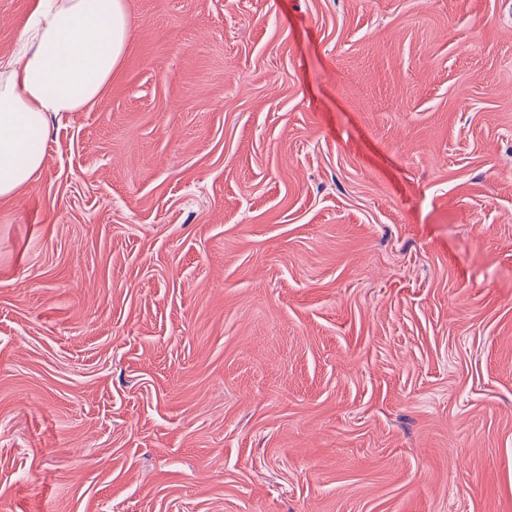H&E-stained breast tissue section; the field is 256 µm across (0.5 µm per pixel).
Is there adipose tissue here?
<instances>
[{
  "mask_svg": "<svg viewBox=\"0 0 512 512\" xmlns=\"http://www.w3.org/2000/svg\"><path fill=\"white\" fill-rule=\"evenodd\" d=\"M133 36L125 0H37L19 51L0 59V199L32 183L53 121L104 93Z\"/></svg>",
  "mask_w": 512,
  "mask_h": 512,
  "instance_id": "ef3b65f1",
  "label": "adipose tissue"
}]
</instances>
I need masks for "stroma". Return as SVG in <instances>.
Returning <instances> with one entry per match:
<instances>
[{
  "label": "stroma",
  "instance_id": "1",
  "mask_svg": "<svg viewBox=\"0 0 512 512\" xmlns=\"http://www.w3.org/2000/svg\"><path fill=\"white\" fill-rule=\"evenodd\" d=\"M125 4L0 200V512H512V0Z\"/></svg>",
  "mask_w": 512,
  "mask_h": 512
}]
</instances>
